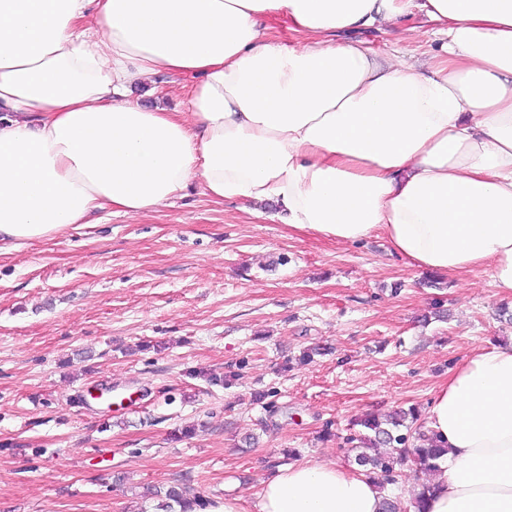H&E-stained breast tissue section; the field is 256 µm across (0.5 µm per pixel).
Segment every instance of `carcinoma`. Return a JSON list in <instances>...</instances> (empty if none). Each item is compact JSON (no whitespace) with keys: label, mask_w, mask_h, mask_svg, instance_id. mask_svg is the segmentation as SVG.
<instances>
[{"label":"carcinoma","mask_w":512,"mask_h":512,"mask_svg":"<svg viewBox=\"0 0 512 512\" xmlns=\"http://www.w3.org/2000/svg\"><path fill=\"white\" fill-rule=\"evenodd\" d=\"M361 425L374 432V441L390 446L391 452L386 456L361 452L358 454V462L386 476L392 474L395 466L403 464L407 459L424 471H435L447 452V449L440 447L425 431L418 432L416 444L410 446L408 437L393 434L373 417L365 418ZM150 497L161 499L157 505L161 512H201L208 503L203 496L190 493L182 484L171 485L164 490L151 489L145 494V498Z\"/></svg>","instance_id":"cac0c4a2"}]
</instances>
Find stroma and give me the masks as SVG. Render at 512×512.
I'll list each match as a JSON object with an SVG mask.
<instances>
[{
	"label": "stroma",
	"instance_id": "stroma-1",
	"mask_svg": "<svg viewBox=\"0 0 512 512\" xmlns=\"http://www.w3.org/2000/svg\"><path fill=\"white\" fill-rule=\"evenodd\" d=\"M414 21L355 36L423 66L440 44ZM275 212L192 187L0 254V512H138L173 483L249 503L288 464L357 469L358 419L425 427L450 369L512 341L489 269L432 277Z\"/></svg>",
	"mask_w": 512,
	"mask_h": 512
}]
</instances>
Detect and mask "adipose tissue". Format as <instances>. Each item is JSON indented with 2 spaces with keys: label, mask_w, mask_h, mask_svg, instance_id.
<instances>
[{
  "label": "adipose tissue",
  "mask_w": 512,
  "mask_h": 512,
  "mask_svg": "<svg viewBox=\"0 0 512 512\" xmlns=\"http://www.w3.org/2000/svg\"><path fill=\"white\" fill-rule=\"evenodd\" d=\"M417 12L441 43L427 69L344 37ZM272 16L298 46L268 34ZM159 76L186 85L184 111L133 98ZM194 182L217 203L273 202L299 232L382 235L425 273L488 267L512 298V0H0V253ZM426 426L448 452L425 512H512V343L449 370ZM385 498L305 461L213 512Z\"/></svg>",
  "instance_id": "ef3b65f1"
}]
</instances>
